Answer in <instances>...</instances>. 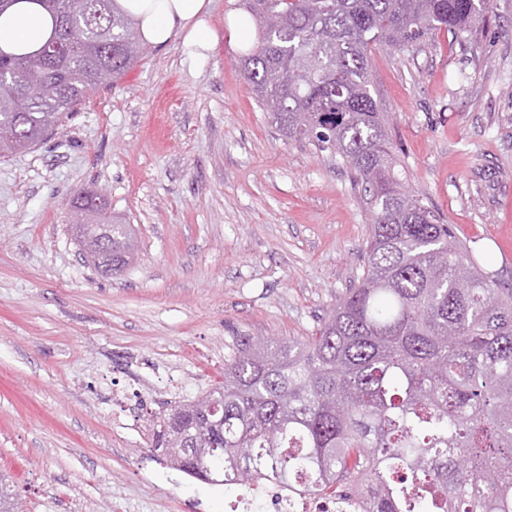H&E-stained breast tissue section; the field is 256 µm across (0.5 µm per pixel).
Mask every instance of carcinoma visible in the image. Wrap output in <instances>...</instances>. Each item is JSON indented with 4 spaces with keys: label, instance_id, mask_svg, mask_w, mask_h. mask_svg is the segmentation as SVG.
Returning <instances> with one entry per match:
<instances>
[{
    "label": "carcinoma",
    "instance_id": "carcinoma-1",
    "mask_svg": "<svg viewBox=\"0 0 512 512\" xmlns=\"http://www.w3.org/2000/svg\"><path fill=\"white\" fill-rule=\"evenodd\" d=\"M30 53L0 49V158L44 141L142 47L117 0H41ZM241 69L290 141L339 155L371 213L357 285L316 332L241 342L224 381L155 422L152 444L197 479L385 487L376 512H512V285L482 273L405 189L371 88L377 46L446 30L471 41L490 0H244ZM0 512H23L0 473Z\"/></svg>",
    "mask_w": 512,
    "mask_h": 512
}]
</instances>
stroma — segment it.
I'll use <instances>...</instances> for the list:
<instances>
[{
	"label": "stroma",
	"mask_w": 512,
	"mask_h": 512,
	"mask_svg": "<svg viewBox=\"0 0 512 512\" xmlns=\"http://www.w3.org/2000/svg\"><path fill=\"white\" fill-rule=\"evenodd\" d=\"M207 59L145 47L48 140L0 160V472L24 512H225L238 484L175 470L153 423L224 378L242 337L312 335L362 273L371 216L342 159L286 140L245 80L229 20ZM406 187L487 275L512 283V0L476 38L371 56ZM105 189L138 247L83 257L71 201ZM142 403L116 399L126 387Z\"/></svg>",
	"instance_id": "1"
}]
</instances>
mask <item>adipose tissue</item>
<instances>
[{
  "instance_id": "1",
  "label": "adipose tissue",
  "mask_w": 512,
  "mask_h": 512,
  "mask_svg": "<svg viewBox=\"0 0 512 512\" xmlns=\"http://www.w3.org/2000/svg\"><path fill=\"white\" fill-rule=\"evenodd\" d=\"M137 19L140 38L149 46L180 41L197 58L206 57L220 35L209 23L211 0H119ZM52 27L50 15L38 0H15L0 15V48L8 51L36 49Z\"/></svg>"
}]
</instances>
